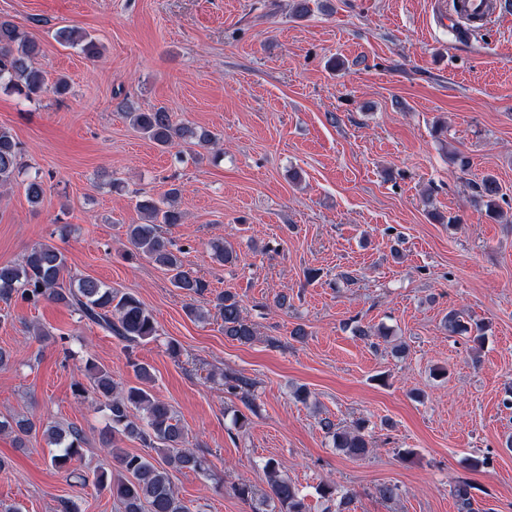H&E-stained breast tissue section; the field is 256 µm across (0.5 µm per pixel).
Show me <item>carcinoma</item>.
I'll use <instances>...</instances> for the list:
<instances>
[{"label":"carcinoma","instance_id":"obj_1","mask_svg":"<svg viewBox=\"0 0 512 512\" xmlns=\"http://www.w3.org/2000/svg\"><path fill=\"white\" fill-rule=\"evenodd\" d=\"M57 40L80 48L88 58L100 55L95 38L73 28L56 31ZM39 44L9 19L0 18V88L18 94L27 101H35L47 92L43 71L35 66ZM128 123L143 136L161 148L185 143L209 150L218 145V134L210 129L189 122H177L167 109L151 111L127 108L123 113ZM23 179L26 195L31 204L37 205L44 195V180L38 169L29 171L21 160V149L12 132L0 127V187ZM481 199L485 200L488 213L499 209L503 198L495 177L486 175L476 183ZM182 188L171 184L166 192L154 197L141 191L132 192L131 199L141 214L142 223L129 224L126 229L127 256L146 258L169 274L171 285L187 297L202 295L210 285L198 272L185 264L183 249L169 238L164 227L182 222L179 208ZM68 271L66 255L53 243L41 241L34 244L18 263L0 264V300L8 302L17 295L37 303L48 300L76 308L80 316L102 327L110 334L130 343L149 342L159 336L153 314L143 302L130 293H121L105 283L82 277L64 283ZM215 309L224 323V335L241 343L255 340L253 324L244 316L241 300L231 292L216 295ZM448 335L469 334L473 341L484 338L485 326L464 323L455 312L448 313L444 322ZM138 384L120 387L112 374L98 365L92 357L84 363V375L90 387L75 381L77 395L95 396L97 410L103 413L106 431L103 444L111 448L112 458L118 463L119 473L94 471L92 476H80V486L89 483L106 491L117 505L119 512H190L171 482V471L192 469L208 473L205 458L192 448L184 447L185 430L173 409L156 398L149 390L153 382L150 368L131 362ZM227 390L241 399L247 409L253 407L250 379L233 376L226 380ZM322 430L332 438L333 446L354 458L364 457L372 448L366 433L365 422L344 429L328 418L320 420ZM42 431L47 443L55 448L50 457L52 467L61 470L82 456L84 432L76 425L61 427L51 422H36L29 418L1 417L0 432L10 431L22 440L33 431ZM136 439L144 447L153 449L161 460L149 455L124 452L118 442ZM269 474V492L262 504L272 507L271 512H307L304 498L295 484L282 476L278 463L269 459L264 464ZM318 494L328 502L338 503L337 512H350L352 496L344 493L336 497V487L322 484ZM458 512H473L471 485L458 482L452 488Z\"/></svg>","mask_w":512,"mask_h":512}]
</instances>
